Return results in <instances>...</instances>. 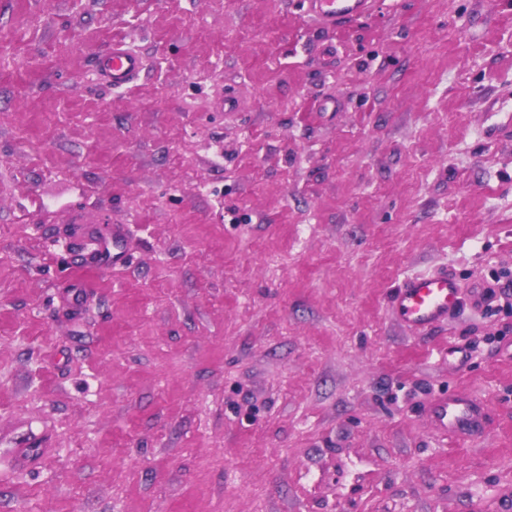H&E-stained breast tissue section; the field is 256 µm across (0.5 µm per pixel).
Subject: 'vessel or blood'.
<instances>
[{"label":"vessel or blood","mask_w":512,"mask_h":512,"mask_svg":"<svg viewBox=\"0 0 512 512\" xmlns=\"http://www.w3.org/2000/svg\"><path fill=\"white\" fill-rule=\"evenodd\" d=\"M307 14L318 25L333 29L366 15L370 0H306ZM146 63L123 40L113 41L99 56L96 68L105 84L121 89L136 81ZM460 295L457 279L448 271L423 272L405 280L395 291L392 309L396 321L413 331H423L444 323ZM430 416L435 427L457 434L476 435L486 425V414L477 403L463 396L434 400Z\"/></svg>","instance_id":"1"}]
</instances>
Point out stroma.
Listing matches in <instances>:
<instances>
[{
  "label": "stroma",
  "mask_w": 512,
  "mask_h": 512,
  "mask_svg": "<svg viewBox=\"0 0 512 512\" xmlns=\"http://www.w3.org/2000/svg\"><path fill=\"white\" fill-rule=\"evenodd\" d=\"M0 512H512V0H0ZM307 15L318 25L334 29L369 12V0H307ZM145 67L143 57L124 40L113 41L110 49L96 61L100 76L113 89L131 85ZM459 295L460 285L448 270L418 273L396 289L393 314L401 326L423 331L444 323ZM430 416L435 427L457 434L478 435L486 425L483 408L464 396L434 400Z\"/></svg>",
  "instance_id": "obj_1"
}]
</instances>
